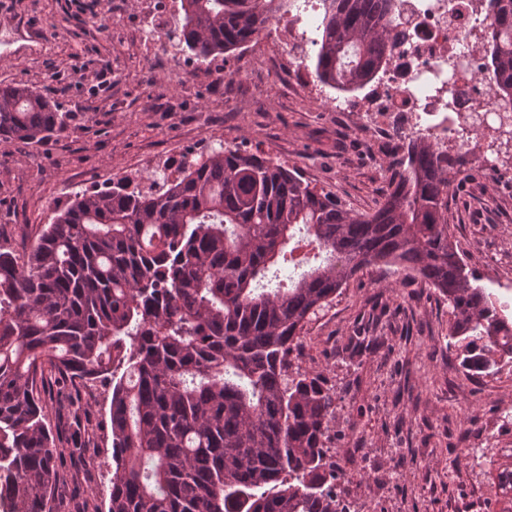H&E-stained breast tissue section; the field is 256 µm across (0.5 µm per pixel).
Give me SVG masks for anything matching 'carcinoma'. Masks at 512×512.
I'll return each instance as SVG.
<instances>
[{
	"mask_svg": "<svg viewBox=\"0 0 512 512\" xmlns=\"http://www.w3.org/2000/svg\"><path fill=\"white\" fill-rule=\"evenodd\" d=\"M178 45L199 61L254 41L276 0H181ZM314 63L326 83L371 78L393 37L392 0H325ZM488 67L512 96V0ZM64 113L0 83V138L50 137ZM386 166L389 190L352 213L260 155L213 148L161 189L79 192L22 259L0 247V512H58L64 460L81 453L46 414V373L107 386V512H350L327 442L336 392L292 372L305 326L349 278L397 266L448 300L460 366L512 363V314L479 284L448 224V153L427 141ZM301 225L325 263L267 288ZM512 502V463L495 467Z\"/></svg>",
	"mask_w": 512,
	"mask_h": 512,
	"instance_id": "cac0c4a2",
	"label": "carcinoma"
}]
</instances>
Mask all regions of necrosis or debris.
<instances>
[{
	"mask_svg": "<svg viewBox=\"0 0 512 512\" xmlns=\"http://www.w3.org/2000/svg\"><path fill=\"white\" fill-rule=\"evenodd\" d=\"M321 0H281L267 29L282 48L271 72L289 73L294 86L315 91L328 112L362 116L370 137L387 140L395 155L425 138L454 145L457 156L477 159L492 174L512 168V104L484 67L494 28L486 0H394L395 37L383 64L360 86L318 83L309 60L319 44Z\"/></svg>",
	"mask_w": 512,
	"mask_h": 512,
	"instance_id": "4bbe7bcc",
	"label": "necrosis or debris"
}]
</instances>
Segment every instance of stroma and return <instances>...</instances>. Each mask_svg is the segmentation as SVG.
I'll use <instances>...</instances> for the list:
<instances>
[{"mask_svg":"<svg viewBox=\"0 0 512 512\" xmlns=\"http://www.w3.org/2000/svg\"><path fill=\"white\" fill-rule=\"evenodd\" d=\"M136 0H0V82L35 88L66 112L39 143L0 140V245L28 251L51 223L60 190L138 178L150 153L233 143L283 156L344 209L374 211L388 190L386 142L326 112L283 76L262 78L254 50L212 63L148 59L131 22ZM105 73L98 91L94 74ZM448 192L460 255L512 304V186L482 167ZM448 303L397 267L369 266L307 323L295 364L336 391L331 453L351 512H501L487 458L512 448V366L466 376L450 349ZM86 407L91 440L66 460L59 512H107L112 477L107 394ZM469 454H461V445Z\"/></svg>","mask_w":512,"mask_h":512,"instance_id":"35a3bbf8","label":"stroma"}]
</instances>
